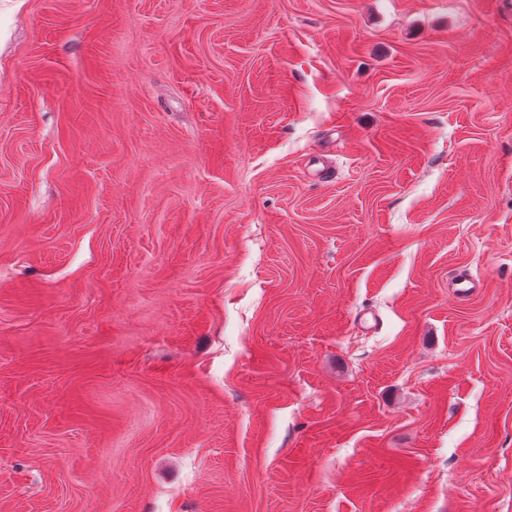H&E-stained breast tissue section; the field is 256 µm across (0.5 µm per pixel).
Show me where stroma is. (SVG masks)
I'll return each instance as SVG.
<instances>
[{
  "instance_id": "35a3bbf8",
  "label": "stroma",
  "mask_w": 512,
  "mask_h": 512,
  "mask_svg": "<svg viewBox=\"0 0 512 512\" xmlns=\"http://www.w3.org/2000/svg\"><path fill=\"white\" fill-rule=\"evenodd\" d=\"M0 512H512V0H0Z\"/></svg>"
}]
</instances>
